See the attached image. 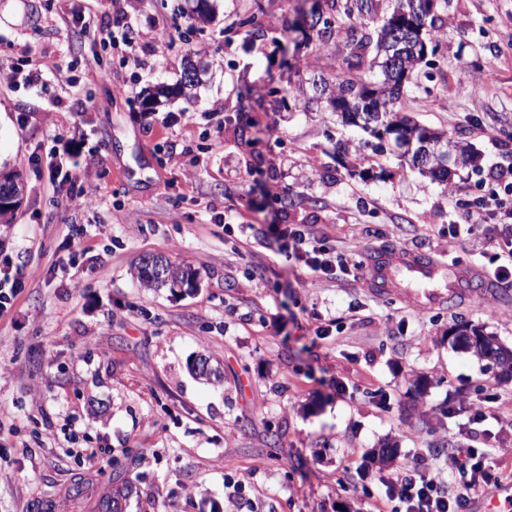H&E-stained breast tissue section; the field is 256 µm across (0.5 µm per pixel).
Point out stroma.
Returning <instances> with one entry per match:
<instances>
[{
  "instance_id": "35a3bbf8",
  "label": "stroma",
  "mask_w": 512,
  "mask_h": 512,
  "mask_svg": "<svg viewBox=\"0 0 512 512\" xmlns=\"http://www.w3.org/2000/svg\"><path fill=\"white\" fill-rule=\"evenodd\" d=\"M187 3L0 0V171L24 185L0 243L25 274L0 315V512H100L122 481L138 490L123 512H375L374 474L455 447L486 383L499 401L478 446L512 485V375L448 337L468 324L512 348V284L488 278L475 299L432 307L414 283L313 278L242 232L308 224L348 261L409 249L490 269L482 234L448 227L512 169V0H448L447 32L396 105L478 154L447 185L387 155L386 176L365 173L363 131L270 95L291 68L336 63L334 47L303 45L298 0H218L197 24L173 14ZM249 16L254 37L238 28ZM194 49L209 66L196 98L145 112ZM35 60L51 67L44 84H7ZM34 153L61 154L73 189L53 190ZM155 255L191 266L195 285L144 288L137 267ZM200 354L222 382L191 374ZM79 478L89 493L70 499Z\"/></svg>"
}]
</instances>
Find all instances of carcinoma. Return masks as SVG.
<instances>
[{"mask_svg":"<svg viewBox=\"0 0 512 512\" xmlns=\"http://www.w3.org/2000/svg\"><path fill=\"white\" fill-rule=\"evenodd\" d=\"M447 0H316L311 13L313 20L309 41L322 49L329 43L343 45L336 49V69L333 77L315 75L302 77L283 101L300 105L305 100L318 101L326 96L324 109L336 114L341 123L361 128L371 140L363 147L378 154L386 153L383 143L399 149L394 157L433 182L448 183L450 173L442 165L441 148L458 151L469 157L472 170L479 169V156L471 147L445 130H438L407 120L393 111L402 84L393 72L412 76L414 68L424 61V48L433 54L438 38L445 34L444 19L437 14L438 2ZM411 17L416 28L406 29L403 37L411 43L399 62L390 55L391 40L395 39L398 21ZM186 56L180 79L172 86H162L143 100L148 112L156 111L159 97L194 98L193 90L202 84L200 70ZM454 342L479 357L494 360L502 371L512 374V351L503 348L495 337L475 327L461 326ZM134 493V487L124 482L112 488V497L101 503V512H118L120 501Z\"/></svg>","mask_w":512,"mask_h":512,"instance_id":"carcinoma-1","label":"carcinoma"}]
</instances>
